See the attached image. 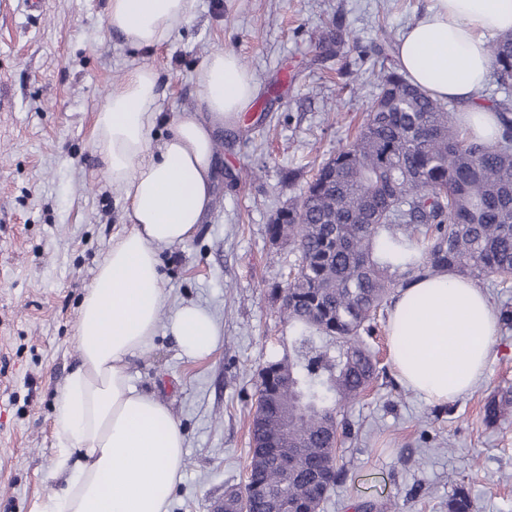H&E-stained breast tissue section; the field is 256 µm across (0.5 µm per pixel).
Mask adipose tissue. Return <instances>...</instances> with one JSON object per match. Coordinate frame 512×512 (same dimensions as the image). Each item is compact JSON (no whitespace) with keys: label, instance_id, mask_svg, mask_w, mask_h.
Masks as SVG:
<instances>
[{"label":"adipose tissue","instance_id":"ef3b65f1","mask_svg":"<svg viewBox=\"0 0 512 512\" xmlns=\"http://www.w3.org/2000/svg\"><path fill=\"white\" fill-rule=\"evenodd\" d=\"M194 11L195 0H108L105 25L129 46L153 49ZM510 30L512 0H435L400 37L397 62L433 97L463 103L464 124L491 139L498 118L480 99L492 72L487 37ZM196 84L195 109L166 120L158 74L139 66L97 114L94 148L103 178L122 191L128 228L83 296L74 336L80 364L55 403V467L67 472L66 485L31 512H168L182 478V430L163 402L132 384L129 364L151 347L166 302L156 249L185 242L202 223L212 204L214 133L259 92L224 49L205 58ZM161 123L167 130L157 140ZM168 329L193 359L209 356L220 338L211 313L195 304L177 308ZM387 330L402 383L438 402L485 380L499 318L482 288L445 273L399 289Z\"/></svg>","mask_w":512,"mask_h":512}]
</instances>
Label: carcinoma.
I'll return each mask as SVG.
<instances>
[{
    "label": "carcinoma",
    "mask_w": 512,
    "mask_h": 512,
    "mask_svg": "<svg viewBox=\"0 0 512 512\" xmlns=\"http://www.w3.org/2000/svg\"><path fill=\"white\" fill-rule=\"evenodd\" d=\"M499 131L466 133L455 108L414 87L399 66L377 74L379 93L355 137L324 161L296 202L269 225L298 253L281 315L288 352L261 372L248 469L288 502L316 512L342 479L335 451L352 434L338 420L378 376L363 334L397 288L443 273L512 279V31L488 40ZM512 390L484 404L494 422ZM301 448L283 476L277 453ZM457 486L448 512H473Z\"/></svg>",
    "instance_id": "cac0c4a2"
}]
</instances>
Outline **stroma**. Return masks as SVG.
I'll use <instances>...</instances> for the list:
<instances>
[{"label": "stroma", "mask_w": 512, "mask_h": 512, "mask_svg": "<svg viewBox=\"0 0 512 512\" xmlns=\"http://www.w3.org/2000/svg\"><path fill=\"white\" fill-rule=\"evenodd\" d=\"M433 3L196 0L180 37L136 50L107 31V0H46L39 21L0 0V512H31L65 485L53 471L55 399L77 365L82 296L125 230L121 193L100 174L95 118L125 73L156 70L166 117L194 106L196 74L218 49L261 88L216 136L212 211L191 239L158 250L166 303L152 346L129 365L185 435L168 512H213L243 482L261 371L293 336L280 307L296 253L268 226L353 140L378 93L372 72L386 40ZM187 303L207 308L222 332L201 360L183 356L167 329ZM369 343L379 376L345 411L343 479L320 512H448L460 483L475 512H512V413L493 424L483 416L486 399L512 387V329L495 337L485 383L441 403L400 381L386 314Z\"/></svg>", "instance_id": "obj_1"}]
</instances>
